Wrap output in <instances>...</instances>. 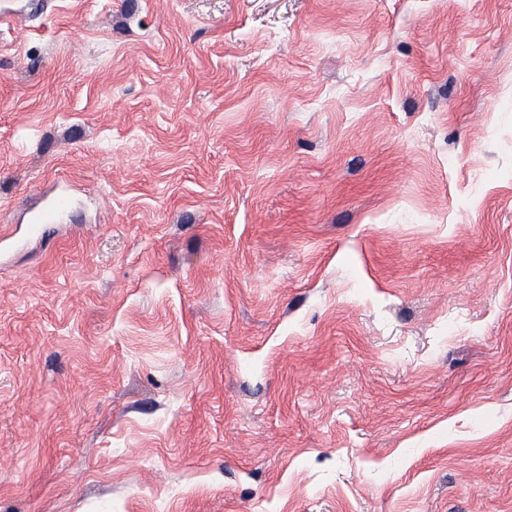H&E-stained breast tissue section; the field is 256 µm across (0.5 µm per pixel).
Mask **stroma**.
Listing matches in <instances>:
<instances>
[{"mask_svg":"<svg viewBox=\"0 0 512 512\" xmlns=\"http://www.w3.org/2000/svg\"><path fill=\"white\" fill-rule=\"evenodd\" d=\"M0 512H512V0H0ZM70 209L69 199L56 196L48 199L44 205L32 212L30 217L31 230L36 234H44L46 228L41 224H57Z\"/></svg>","mask_w":512,"mask_h":512,"instance_id":"obj_1","label":"stroma"}]
</instances>
